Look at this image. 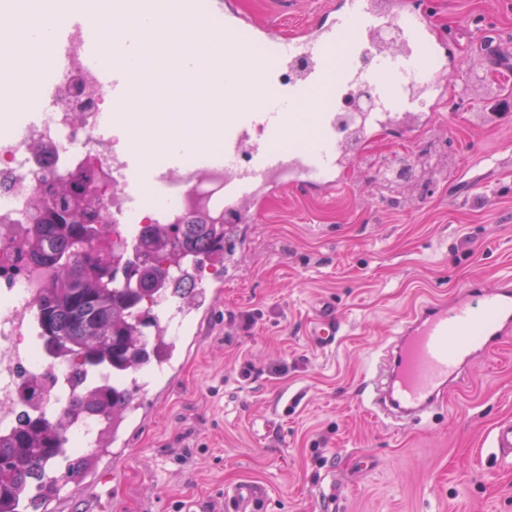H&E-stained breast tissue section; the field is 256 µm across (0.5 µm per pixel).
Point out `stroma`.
<instances>
[{
    "mask_svg": "<svg viewBox=\"0 0 512 512\" xmlns=\"http://www.w3.org/2000/svg\"><path fill=\"white\" fill-rule=\"evenodd\" d=\"M326 0H230L245 22L292 36ZM456 58L444 102L419 128L380 135L336 189L291 187L231 228L223 287L206 315L176 314L167 366L142 375L120 447L88 455L39 512L90 507L111 471V512H224V494L264 488L260 512H512V465L492 431L512 419V338L475 359L427 423L380 424L365 381L420 301L512 277V77L482 54L493 29L512 51V0H430ZM410 177L384 183L386 165ZM342 334H309L316 302ZM251 329H243L244 318Z\"/></svg>",
    "mask_w": 512,
    "mask_h": 512,
    "instance_id": "35a3bbf8",
    "label": "stroma"
}]
</instances>
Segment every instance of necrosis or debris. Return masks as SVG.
Listing matches in <instances>:
<instances>
[{
	"instance_id": "necrosis-or-debris-1",
	"label": "necrosis or debris",
	"mask_w": 512,
	"mask_h": 512,
	"mask_svg": "<svg viewBox=\"0 0 512 512\" xmlns=\"http://www.w3.org/2000/svg\"><path fill=\"white\" fill-rule=\"evenodd\" d=\"M84 30L71 38L68 59L51 74V108L18 125L0 129V352H14L15 372L0 374V433L9 432L25 403L21 376L53 375L44 397L48 413L64 410L70 391V361L45 358L32 309L55 267L31 262L18 236L31 224L37 208L51 200L58 179L90 181L97 208L113 213L123 205L112 184V140L101 133L111 92L101 84L96 67L82 52ZM189 207L210 215L224 213V176L198 179L184 195ZM173 209H146L114 225L111 241L134 248L146 225L174 224Z\"/></svg>"
}]
</instances>
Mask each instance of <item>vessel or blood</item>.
Here are the masks:
<instances>
[{
  "instance_id": "obj_1",
  "label": "vessel or blood",
  "mask_w": 512,
  "mask_h": 512,
  "mask_svg": "<svg viewBox=\"0 0 512 512\" xmlns=\"http://www.w3.org/2000/svg\"><path fill=\"white\" fill-rule=\"evenodd\" d=\"M114 14L129 21L126 39L111 60L95 42L87 57L112 91V181L126 194L127 209L161 207L179 201L199 177L224 174V221L243 222L271 184L313 185L335 170L342 90L371 88L389 129L398 113L423 107V92L447 74L430 33L428 8L392 6L380 11L372 0H328L322 21L302 37H274L244 26L225 0H114ZM183 19L192 31H207L193 46L171 42L168 18ZM381 28L396 29V51L373 52ZM166 44L162 76L180 81L184 96L178 114L159 101L153 121L178 123L186 143L156 154L135 144L137 126L124 107L147 59L144 42ZM287 71L279 84L273 73ZM317 116L314 130L297 121L301 112ZM341 331L331 301L317 303L309 334L327 347ZM512 334V279L494 288L475 283L464 293L420 303L399 324L382 356L383 380L369 415L377 420L414 419L446 402L465 363L495 352ZM492 445L512 460V420L496 425ZM262 491L235 487L224 498L225 512H253Z\"/></svg>"
}]
</instances>
